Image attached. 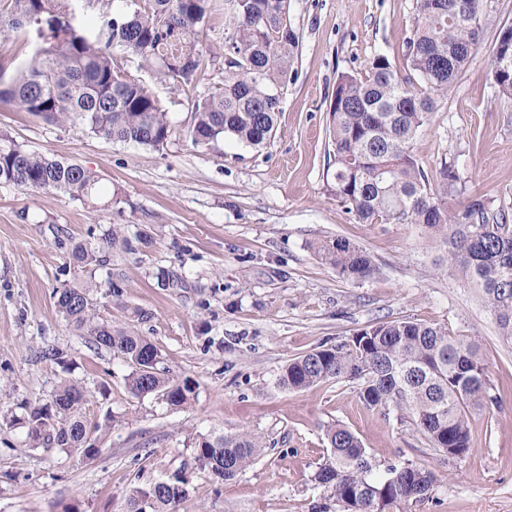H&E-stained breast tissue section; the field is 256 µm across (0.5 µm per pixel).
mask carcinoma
Wrapping results in <instances>:
<instances>
[{
	"label": "carcinoma",
	"mask_w": 512,
	"mask_h": 512,
	"mask_svg": "<svg viewBox=\"0 0 512 512\" xmlns=\"http://www.w3.org/2000/svg\"><path fill=\"white\" fill-rule=\"evenodd\" d=\"M79 0H6L0 17L22 28L31 52L15 74L0 62V103L48 122L69 124L113 141L158 150L174 133L168 112L147 86L114 58L121 49L183 91L208 62L198 47L212 0H109L112 9L96 33L72 22ZM291 0H224V80L193 103L186 138L206 147L226 136L250 147L270 140L299 36L289 20ZM479 0H414L405 43L408 71L402 76L384 56L363 75L336 82L330 105L333 159L328 187L346 211L365 224H410L422 228L436 253L435 268L481 291L500 335L512 340V224L493 202L474 196L458 207L457 176L444 164L432 187L413 152L440 101L448 96L481 38ZM512 58V26L501 29L493 61ZM500 96L512 98V67H492ZM0 181L25 190L59 192L93 202L99 176L78 163L59 161L0 137ZM126 243L117 231L99 241L74 245L73 265L100 267L104 249ZM314 252L342 278L363 282L377 270L370 253L343 238L321 240ZM88 283L57 292L56 307L69 326L91 337L131 367L130 392L156 395L173 406L188 403L194 382H177L157 368V348L141 336L112 329L101 320ZM357 382L365 407L407 416L434 448L455 456L471 448L469 416L500 403L493 394L480 344L446 325L394 320L368 326L333 347L293 359L279 385L305 390L330 380ZM87 391L63 382L52 405L18 418L32 447H56L84 456L97 452L91 427L78 409ZM330 459L315 480L332 488L349 512H391L402 502L430 496V472L404 464L372 475L373 464L359 438L341 424L326 431ZM260 442L247 432L202 436L194 459L223 479L240 473ZM186 495L184 481L137 489L126 512H175Z\"/></svg>",
	"instance_id": "obj_1"
}]
</instances>
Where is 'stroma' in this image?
Instances as JSON below:
<instances>
[{
  "instance_id": "35a3bbf8",
  "label": "stroma",
  "mask_w": 512,
  "mask_h": 512,
  "mask_svg": "<svg viewBox=\"0 0 512 512\" xmlns=\"http://www.w3.org/2000/svg\"><path fill=\"white\" fill-rule=\"evenodd\" d=\"M414 0H291L300 40L271 140L263 147L221 139L193 147L181 136L192 97L224 76V14H211L200 46L211 64L193 93L172 92L124 59L167 107L177 133L158 150L45 122L0 103V135L96 172L104 202L91 207L56 192L0 183V512H124L133 490L175 477L177 512H346L315 480L330 456L325 432L341 424L361 440L377 475L405 463L429 469V498L394 512H512V342L477 289L437 274L420 232L363 224L327 190L329 104L344 73L375 56L405 71ZM481 46L414 140L430 181L450 165L463 197L492 199L512 224V100L491 79V50L512 24V0H482ZM120 227L128 244L88 273L69 265L79 241ZM343 237L378 266L356 283L321 263L314 242ZM173 278L161 285L158 272ZM122 286L109 294L107 281ZM93 282L102 319L144 336L161 371L196 385L190 403L130 393L127 363L77 335L55 307L56 289ZM148 312L140 320L135 310ZM414 319L479 342L499 406L470 417L471 449L430 447L409 419L360 401L356 382L281 388L288 362L348 340L378 322ZM63 351L64 362L41 358ZM85 386L80 414L103 425L86 457L33 448L13 416L50 403L60 382ZM248 431L262 447L230 480L194 462L192 443L214 432Z\"/></svg>"
}]
</instances>
